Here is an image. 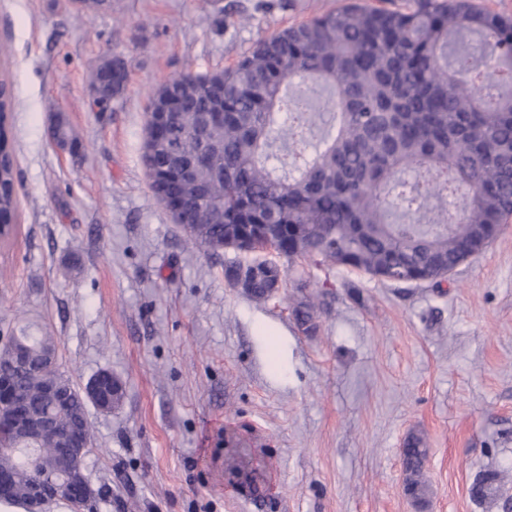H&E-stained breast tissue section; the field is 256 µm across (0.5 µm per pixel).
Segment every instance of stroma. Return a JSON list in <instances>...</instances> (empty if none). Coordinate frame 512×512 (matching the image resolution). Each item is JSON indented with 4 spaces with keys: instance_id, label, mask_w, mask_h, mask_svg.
I'll return each mask as SVG.
<instances>
[{
    "instance_id": "35a3bbf8",
    "label": "stroma",
    "mask_w": 512,
    "mask_h": 512,
    "mask_svg": "<svg viewBox=\"0 0 512 512\" xmlns=\"http://www.w3.org/2000/svg\"><path fill=\"white\" fill-rule=\"evenodd\" d=\"M341 0H0L13 85L17 226L0 245V337L52 336L88 406L96 512H503L512 497V222L438 284L282 263L277 294L225 277L252 255L192 243L151 192L147 107L165 79L232 66ZM127 82L106 109L91 79ZM65 117L76 143L48 129ZM315 299V328L292 316ZM428 449L427 510L406 492L408 436ZM501 490L476 500L483 473ZM114 73L119 76L115 86L110 80L111 74L114 76ZM126 78L127 73L122 61L118 59L105 61L96 71L91 84L96 94V97H93V104L102 110L106 109L112 102V95L123 88ZM105 388H112V402L110 399L105 398L99 392L96 383L93 381L89 383L85 391L87 393L88 399L99 409L109 411L112 408V404H118L122 397V386L118 380L113 379L111 383L105 380L104 382Z\"/></svg>"
}]
</instances>
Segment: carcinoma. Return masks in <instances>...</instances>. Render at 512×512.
Wrapping results in <instances>:
<instances>
[{
    "instance_id": "1",
    "label": "carcinoma",
    "mask_w": 512,
    "mask_h": 512,
    "mask_svg": "<svg viewBox=\"0 0 512 512\" xmlns=\"http://www.w3.org/2000/svg\"><path fill=\"white\" fill-rule=\"evenodd\" d=\"M125 66L96 71L93 104L106 109L123 88ZM201 112H222L206 142L192 135ZM329 132L310 157L289 160L316 120ZM211 162L189 180L173 179L199 152ZM146 175L189 202L173 216L212 251L270 248L292 261L350 264L372 278L433 280L490 243L512 217V20L469 0H417L406 10L353 0L260 42L234 66L163 82L150 100L142 143ZM15 166L0 141V215L16 216ZM279 266L267 260L230 267L234 285L266 298ZM0 353L14 408L0 411V472L15 478L10 505L26 507L34 473L15 449L7 420L82 425L93 443L87 400L71 387L53 403L40 369L50 336H9ZM422 440L402 448L407 491L423 495ZM499 475L473 483L488 497Z\"/></svg>"
}]
</instances>
